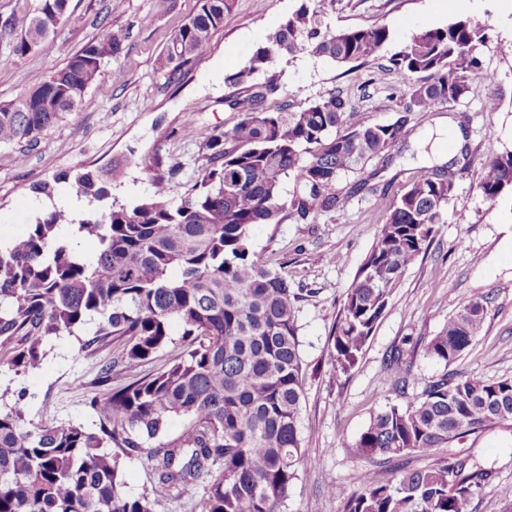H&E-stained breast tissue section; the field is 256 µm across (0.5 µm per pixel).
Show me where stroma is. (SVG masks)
<instances>
[{"instance_id":"1","label":"stroma","mask_w":512,"mask_h":512,"mask_svg":"<svg viewBox=\"0 0 512 512\" xmlns=\"http://www.w3.org/2000/svg\"><path fill=\"white\" fill-rule=\"evenodd\" d=\"M38 0H0V102L15 99L41 83L56 67L79 51L102 24L129 31L125 49L108 65L102 79L86 92L77 112L47 129L17 163L18 149L0 146V239L20 234L44 212L42 196L30 185L62 172L120 165L112 184L118 200L149 195L152 182L144 162L161 155L182 170L169 184L180 198L191 180L207 138L232 127L236 112L224 104L236 89L229 76L243 68L253 51L266 43L297 9L300 0H235L224 24L212 35L208 54L176 76L159 68L158 60L174 31L197 11V0H70L65 22L43 51L17 59L8 43V18L36 6ZM479 15L489 26L491 46L478 54L479 68L494 84L473 79L459 101L425 115L411 113L404 141L388 158L367 163V187L357 188L358 174L340 177L334 208L304 224H255L249 231L251 250L264 265L277 269L302 292L298 303V336L307 369L301 404L302 445L318 460L300 470L289 491L287 512H343L340 498L324 489L357 488L367 460L353 457L348 446L363 432L373 412L397 403L384 360L396 347L413 363L407 395L419 394L439 365L425 346L455 312L473 297L489 296L491 304L479 336L454 368L490 381L512 378V193L488 201L478 188L481 162L491 150L512 151V55L495 51L494 42H512V0H335L328 24L342 28L386 25L390 39L378 60L339 65L305 53L279 59L276 103L291 110L306 107L332 91H343L355 111L353 125L391 123L402 114L407 90L391 71L389 59L422 27H443L459 17ZM497 111L489 112V96ZM192 121L195 136L178 130ZM453 125L462 144L452 161L454 187L443 222L419 258L403 274L384 316L349 374L336 375L329 359V336L340 305L367 255L385 207L440 161L428 145L437 129ZM96 330L88 322L76 335L50 341L39 369L14 374L0 366V384L8 386L5 403L18 391L27 427L80 424L97 430L92 400L103 388L129 381L121 367L111 366L108 349L89 346ZM109 373L107 385L97 382ZM449 452L470 455L495 468V480L482 499L512 512V429L501 426L453 443Z\"/></svg>"}]
</instances>
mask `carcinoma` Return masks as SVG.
Segmentation results:
<instances>
[{"label":"carcinoma","mask_w":512,"mask_h":512,"mask_svg":"<svg viewBox=\"0 0 512 512\" xmlns=\"http://www.w3.org/2000/svg\"><path fill=\"white\" fill-rule=\"evenodd\" d=\"M300 7L256 48L249 63L229 76L241 92L224 99L238 113L230 129L210 135L193 185L180 201L168 178L181 171L156 155L154 190L134 203L112 197L114 169L64 172L30 186L53 198L70 186L88 209L77 217L53 208L36 217L6 246L0 245V346L9 369L40 366L44 342L73 336L97 321L82 344L112 347V365L135 373L172 343L181 327L184 350L158 371L135 377L93 399L99 432L81 425L26 426L22 401L0 406V512H157L174 493L210 478L200 512H284L288 490L302 467L317 460L301 445L300 404L305 371L300 355L299 294L251 253L254 224L293 222L331 208L332 188L345 173L401 141L406 120L349 126L350 100L333 91L299 111L271 107L278 88L279 57L307 52L337 63L375 60L390 37L384 25L332 29L325 5ZM69 0H39L10 23L9 43L21 59L47 47L36 39L56 34ZM232 0H198V9L170 37L161 67L175 76L204 57ZM128 38L105 26L67 62L20 97L0 103V145L32 146L42 132L75 112L86 91L119 57ZM487 24L457 18L445 27L413 32L391 58L408 78L405 112H435L463 98L479 71L477 50ZM263 73L266 81L253 83ZM454 173L445 166L413 181L387 209L373 244L341 304L330 356L338 375L357 364L387 310L403 273L423 252L441 223ZM292 180L291 198L282 194ZM479 189L489 201L512 191V152L486 154ZM92 238L97 252L79 254L70 237ZM488 297L469 300L433 336L426 355L443 366L404 405L374 412L349 444L372 458L359 487L324 492L344 499V512H473V502L493 477L468 455L435 456V450L486 428L512 423V379L490 382L448 370L482 329ZM395 390L404 392L411 363L400 349L386 359ZM173 416L190 422L174 441L147 448ZM112 450L104 449V444ZM147 454L154 462L152 493L128 495L122 458ZM428 457L421 467L410 458ZM218 474L212 475V468Z\"/></svg>","instance_id":"1"}]
</instances>
